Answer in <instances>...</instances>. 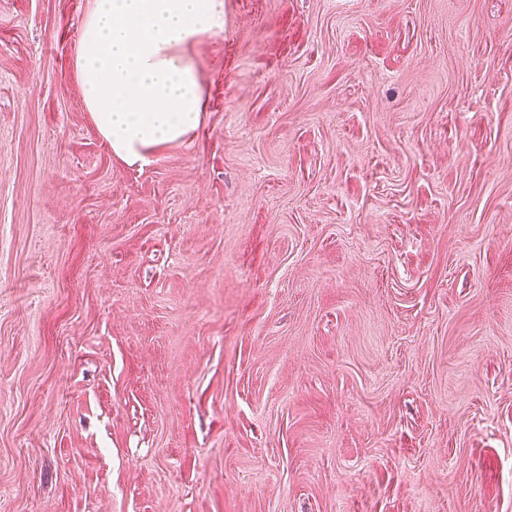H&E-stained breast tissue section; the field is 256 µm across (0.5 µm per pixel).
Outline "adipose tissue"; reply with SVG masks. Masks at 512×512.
<instances>
[{
  "label": "adipose tissue",
  "mask_w": 512,
  "mask_h": 512,
  "mask_svg": "<svg viewBox=\"0 0 512 512\" xmlns=\"http://www.w3.org/2000/svg\"><path fill=\"white\" fill-rule=\"evenodd\" d=\"M224 28V0H91L75 49L82 100L130 165L194 133L206 108L191 51Z\"/></svg>",
  "instance_id": "obj_1"
}]
</instances>
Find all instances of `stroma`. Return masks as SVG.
<instances>
[{
	"label": "stroma",
	"instance_id": "35a3bbf8",
	"mask_svg": "<svg viewBox=\"0 0 512 512\" xmlns=\"http://www.w3.org/2000/svg\"><path fill=\"white\" fill-rule=\"evenodd\" d=\"M90 0H0V512H512V0H224L113 155Z\"/></svg>",
	"mask_w": 512,
	"mask_h": 512
}]
</instances>
